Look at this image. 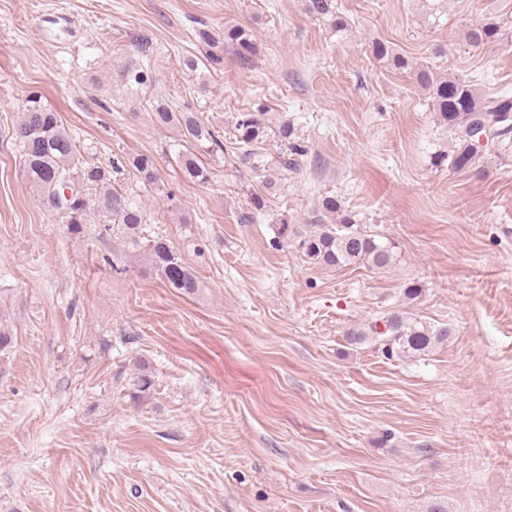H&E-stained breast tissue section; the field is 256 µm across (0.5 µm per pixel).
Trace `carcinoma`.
Returning a JSON list of instances; mask_svg holds the SVG:
<instances>
[{
  "label": "carcinoma",
  "instance_id": "carcinoma-1",
  "mask_svg": "<svg viewBox=\"0 0 512 512\" xmlns=\"http://www.w3.org/2000/svg\"><path fill=\"white\" fill-rule=\"evenodd\" d=\"M305 11L316 19H327L332 28L341 31L348 23L336 12L333 0H305ZM499 26L493 22H478L471 25L465 39L471 46H479L498 38ZM197 41L209 47L206 55L193 53L182 56L179 64L195 73L202 68L217 64L222 59L220 52L225 47L237 50L243 60L250 59L255 52L250 29L242 24L224 26V35L219 38L209 31L196 33ZM374 58L391 69L406 72L421 90L429 95L432 106L441 125L454 134V149L447 155H440L435 163L439 166L450 161L457 172L468 173L478 163L479 144L472 136L478 126L486 129L487 139H501L512 135V94L506 91H479L467 80L437 75L429 66H414L405 55L399 54L385 41L371 45ZM152 122L162 128H175L184 150L178 152V163L188 180L205 183L208 171L203 167L192 148L204 142L221 147L215 132L200 121L192 112H174L158 104L150 113ZM235 129L234 145L243 150L251 169L262 165L260 145L272 131L269 113L259 109L239 114ZM281 139L290 143L289 154L281 157L282 168L296 166V157L306 149L292 141L293 129L283 123L278 128ZM12 136L22 153V164L28 181L38 188L44 198L56 205L68 230L73 235L84 233V224L90 215L107 224L121 226L123 232L136 240L140 227L146 223L142 208L132 204L123 195L112 190L111 171L101 165L85 164L80 161L77 147L70 131L66 129L57 112L44 104L42 95L30 92L21 102V116L14 127ZM137 176L146 185L157 181V165L148 154H137L128 158ZM72 191L65 199L64 190ZM320 210L330 223L315 221L303 231L288 220H281L278 237L293 240L297 247L317 264L328 267L365 265L375 270H387L396 260L395 243L372 234L342 212L334 196L322 198ZM151 260L169 287L179 293L192 296L201 288L195 272L187 266L180 255L162 237L147 242ZM452 329L446 325L427 323L417 316L394 310L385 313L366 326L356 325L345 332L351 345L368 343L387 358L424 354L448 341ZM129 396L139 399L153 388V380L146 374H138L128 383Z\"/></svg>",
  "mask_w": 512,
  "mask_h": 512
}]
</instances>
